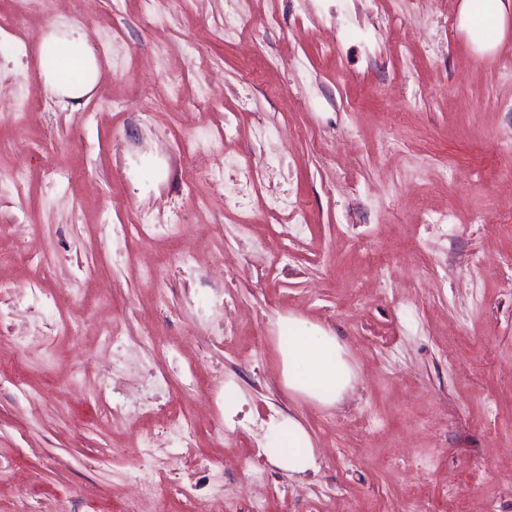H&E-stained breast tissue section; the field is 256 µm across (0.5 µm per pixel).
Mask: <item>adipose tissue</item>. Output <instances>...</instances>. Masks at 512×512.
Wrapping results in <instances>:
<instances>
[{
    "label": "adipose tissue",
    "mask_w": 512,
    "mask_h": 512,
    "mask_svg": "<svg viewBox=\"0 0 512 512\" xmlns=\"http://www.w3.org/2000/svg\"><path fill=\"white\" fill-rule=\"evenodd\" d=\"M462 13L476 46H491L487 31L501 32L507 17L505 0H463ZM43 48L55 59L44 69L47 85L57 95L82 99L94 87L97 65L93 48L78 31L51 33ZM279 351L282 376L289 391L324 405L335 404L351 387L354 374L335 336L307 321L288 318L281 324ZM273 459L279 468L304 475L316 468V450L304 425L293 417L269 428Z\"/></svg>",
    "instance_id": "1"
}]
</instances>
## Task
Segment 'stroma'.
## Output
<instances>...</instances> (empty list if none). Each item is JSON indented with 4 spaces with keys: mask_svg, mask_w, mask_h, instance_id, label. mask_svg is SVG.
Instances as JSON below:
<instances>
[{
    "mask_svg": "<svg viewBox=\"0 0 512 512\" xmlns=\"http://www.w3.org/2000/svg\"><path fill=\"white\" fill-rule=\"evenodd\" d=\"M461 3L0 0V96L38 97L0 116V512H512V13L482 51ZM72 29L77 102L40 54ZM290 316L337 336L341 402L285 387ZM147 396L195 432L150 495ZM289 415L303 479L270 458ZM42 48H51L56 54L44 69L46 84L53 92L76 101L93 89L98 73L95 54L80 32L50 33L44 37ZM271 453L276 466L290 474L304 475L316 469V449L304 425L288 416L273 421L269 428Z\"/></svg>",
    "mask_w": 512,
    "mask_h": 512,
    "instance_id": "obj_1",
    "label": "stroma"
}]
</instances>
